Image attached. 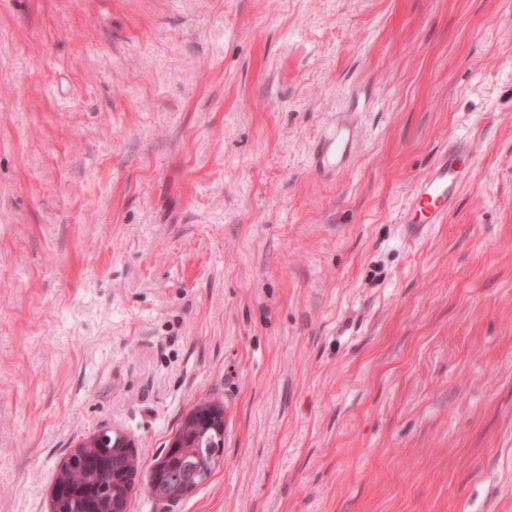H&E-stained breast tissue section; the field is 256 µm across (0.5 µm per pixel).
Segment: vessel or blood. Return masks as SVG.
Masks as SVG:
<instances>
[{
	"label": "vessel or blood",
	"mask_w": 512,
	"mask_h": 512,
	"mask_svg": "<svg viewBox=\"0 0 512 512\" xmlns=\"http://www.w3.org/2000/svg\"><path fill=\"white\" fill-rule=\"evenodd\" d=\"M360 139V126L352 112H341L324 126L312 153L318 172L335 174L347 169ZM472 146L467 137L448 141L433 164L415 181L400 213L399 222L407 234L424 235L432 225L445 223L461 191L469 183Z\"/></svg>",
	"instance_id": "b4317fda"
}]
</instances>
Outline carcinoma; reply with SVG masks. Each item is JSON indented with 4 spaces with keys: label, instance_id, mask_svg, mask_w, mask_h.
Returning <instances> with one entry per match:
<instances>
[{
    "label": "carcinoma",
    "instance_id": "obj_1",
    "mask_svg": "<svg viewBox=\"0 0 512 512\" xmlns=\"http://www.w3.org/2000/svg\"><path fill=\"white\" fill-rule=\"evenodd\" d=\"M191 448L181 449L180 454L165 464L156 460L158 468L168 467L167 472H151L145 480L148 493L158 499L176 500L178 492L198 483L199 472L211 473L224 451V430L207 429L189 435ZM139 468L136 457L126 459L112 452L109 447L89 448L75 456L71 463H63L58 478L65 487L61 506L65 512H103L108 507L112 490H120L127 474Z\"/></svg>",
    "mask_w": 512,
    "mask_h": 512
}]
</instances>
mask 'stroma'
Instances as JSON below:
<instances>
[{
	"instance_id": "35a3bbf8",
	"label": "stroma",
	"mask_w": 512,
	"mask_h": 512,
	"mask_svg": "<svg viewBox=\"0 0 512 512\" xmlns=\"http://www.w3.org/2000/svg\"><path fill=\"white\" fill-rule=\"evenodd\" d=\"M204 403L218 469L128 512H512V0H0V512ZM360 139L356 113L339 112L324 126L312 153L313 168L324 174H335L352 164L354 148ZM472 146L465 136L448 141L433 164L415 181L403 208L399 224L412 237L424 235L434 224H444L461 191L469 184Z\"/></svg>"
}]
</instances>
